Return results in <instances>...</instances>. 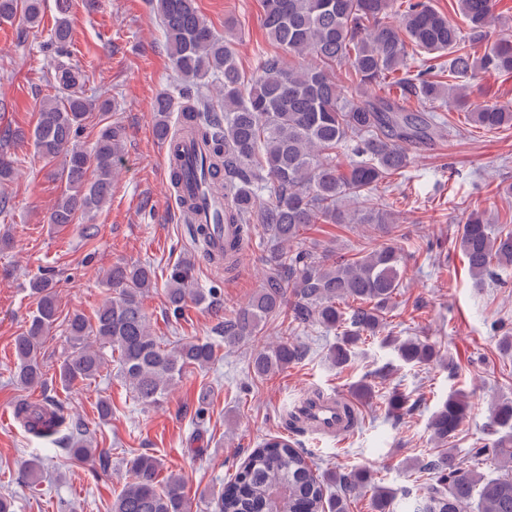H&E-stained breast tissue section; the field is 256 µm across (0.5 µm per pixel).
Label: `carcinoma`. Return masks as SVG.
I'll list each match as a JSON object with an SVG mask.
<instances>
[{"instance_id":"obj_1","label":"carcinoma","mask_w":512,"mask_h":512,"mask_svg":"<svg viewBox=\"0 0 512 512\" xmlns=\"http://www.w3.org/2000/svg\"><path fill=\"white\" fill-rule=\"evenodd\" d=\"M262 23L270 40L298 58L290 65L279 55H262L250 83H244L233 48V35L222 36L199 13L195 0H156L165 49L174 77L156 96L153 131L162 142L176 137L171 114L179 113L184 138L201 141L208 154L200 174L211 193L224 197V212L213 223L228 224L224 264L238 262L242 246L252 242L255 225H263L271 249L260 288L221 323L224 347H254L255 377L272 376L303 356V348L281 336L262 342L264 325L291 315L297 327L321 326L337 331L329 349L333 365L351 360V347L374 338L384 327L383 314L400 287L405 260L394 243L396 219L380 188L411 163L409 148L430 144L445 134L448 112H464L468 121L488 132L512 128V105H476L472 85L458 79L477 72L512 75V40L499 37L496 0H453L448 15L425 0H260ZM50 44L61 57L53 76L58 94L42 100L32 131L35 151L47 163L62 160L64 189L54 201L50 221L73 224L102 209L112 193V179L122 164L124 127L104 126L89 150L78 136L91 112H106L97 102L68 90L80 84L81 71L64 62L72 40L70 0H57ZM41 0H0V22L17 17L31 27L40 22ZM483 53H478V50ZM448 55V71L415 57ZM345 68L355 82L348 97L336 80ZM448 80H443V76ZM398 88L391 94L389 79ZM217 89V100L206 91ZM17 131L0 129V186L18 171L8 145ZM349 156L342 169L340 156ZM314 224H362L388 243L349 255L336 247L317 252L306 246ZM459 247L474 285L494 269L512 266V228L490 224L478 213L467 217ZM102 284L112 291L89 319L74 313L66 323L70 352L58 377L66 386L97 378L105 367L102 349L111 350L119 376L143 405L157 403L189 369L212 364L215 345L202 339L164 342L150 332L143 297L157 287L149 264H115ZM54 277L30 281L37 299L29 325L15 337V378L25 389L40 387L46 370L42 350L59 319ZM167 313L177 319L188 303L222 316L218 290L196 286L194 263L174 265L163 288ZM356 307L345 312L341 304ZM396 344L406 364L446 363L436 345L419 339ZM393 417L407 410V397L389 392ZM470 413L463 391L448 394L430 420L432 439L444 446L455 438ZM15 418L33 437L63 447L74 459L93 458L97 449L88 429L64 406L48 397L21 400ZM491 424L504 430L494 442L500 474L485 478L449 452L432 464L433 476L419 485L412 512H512V402L491 410ZM294 433L309 422L298 408L284 417ZM162 464L149 455L129 462L131 479L112 502V512H191L184 477L170 473L159 481ZM26 481L42 477L37 458L23 461ZM343 481L370 493L374 512H387L390 491L372 481L368 470ZM213 512H345L343 499L328 492L311 454L278 437L253 452L223 489L212 496Z\"/></svg>"}]
</instances>
